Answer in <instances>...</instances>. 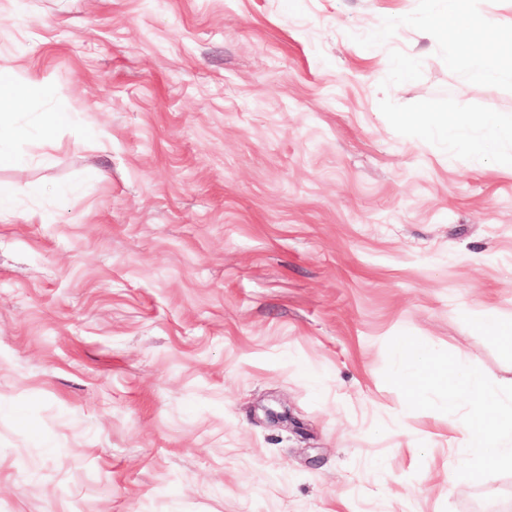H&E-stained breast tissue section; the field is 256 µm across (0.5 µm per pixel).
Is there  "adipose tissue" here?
I'll use <instances>...</instances> for the list:
<instances>
[{
	"instance_id": "ef3b65f1",
	"label": "adipose tissue",
	"mask_w": 512,
	"mask_h": 512,
	"mask_svg": "<svg viewBox=\"0 0 512 512\" xmlns=\"http://www.w3.org/2000/svg\"><path fill=\"white\" fill-rule=\"evenodd\" d=\"M427 22L442 29L472 57L480 73L491 81H511L512 64H504L500 55L484 50L486 23L475 21L463 6V0H430ZM506 119L495 113L473 117L465 113L449 114L443 125L449 139L465 140L469 150L492 157L501 165L512 168V154L502 152L497 142L487 136L464 138L469 128L488 130L505 125ZM399 351L406 358L409 369L399 382L406 392L407 401L417 404L419 392L436 386L448 393L449 406L462 399H470L471 409L461 441L472 459L487 463L484 477H491V469L499 464H512V421H507L497 404L483 398L484 376L476 369L456 363H436L429 350L410 340H400Z\"/></svg>"
}]
</instances>
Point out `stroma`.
<instances>
[{
	"instance_id": "1",
	"label": "stroma",
	"mask_w": 512,
	"mask_h": 512,
	"mask_svg": "<svg viewBox=\"0 0 512 512\" xmlns=\"http://www.w3.org/2000/svg\"><path fill=\"white\" fill-rule=\"evenodd\" d=\"M429 7L0 0L30 91L0 181L42 189L0 221V512H512L469 403L398 382L408 337L512 406L481 328L512 321V169L397 120L508 114L512 82ZM468 8L512 52V0ZM72 112L65 106H58L53 112H48L45 119L46 130L42 136L40 147L42 149V157H47L50 151L56 147L55 139L52 135V130L55 127L68 125L72 121Z\"/></svg>"
}]
</instances>
